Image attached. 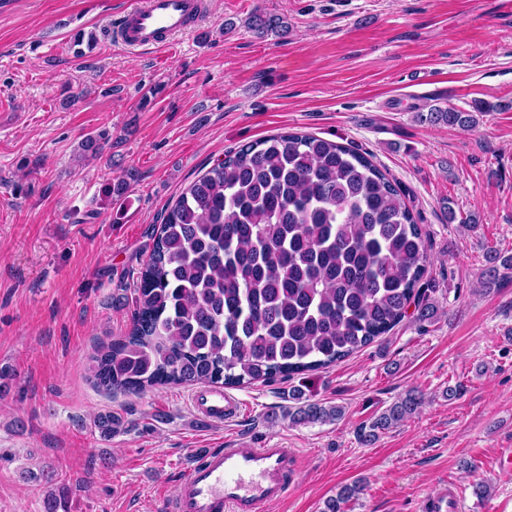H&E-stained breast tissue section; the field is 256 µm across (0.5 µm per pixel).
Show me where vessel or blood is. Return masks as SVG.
I'll return each mask as SVG.
<instances>
[{
    "instance_id": "1",
    "label": "vessel or blood",
    "mask_w": 512,
    "mask_h": 512,
    "mask_svg": "<svg viewBox=\"0 0 512 512\" xmlns=\"http://www.w3.org/2000/svg\"><path fill=\"white\" fill-rule=\"evenodd\" d=\"M203 0H142L124 16L119 32L125 45L160 47L185 31L203 9ZM196 411L209 422L235 417L238 404L217 390L193 397ZM300 456L293 448H207L194 459L187 476L164 500L166 512H267L283 499ZM463 491L449 484L444 499H429L424 512H459Z\"/></svg>"
}]
</instances>
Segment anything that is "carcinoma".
Instances as JSON below:
<instances>
[{
    "label": "carcinoma",
    "mask_w": 512,
    "mask_h": 512,
    "mask_svg": "<svg viewBox=\"0 0 512 512\" xmlns=\"http://www.w3.org/2000/svg\"><path fill=\"white\" fill-rule=\"evenodd\" d=\"M258 35L288 32L284 18L255 10ZM417 119L472 128L476 118L433 107ZM487 283L509 278L512 256L493 250ZM427 239L399 186L359 151L314 135L284 133L244 145L192 182L162 215L140 269L126 335L103 342L93 383L143 393L175 385L237 387L327 368L390 333L415 306L434 314L421 282ZM410 392L358 434L364 445L414 414ZM339 406L306 403L288 418L323 423ZM109 439L120 422L99 414ZM363 491L346 485L324 512H345ZM68 489L44 512H69Z\"/></svg>",
    "instance_id": "carcinoma-1"
}]
</instances>
